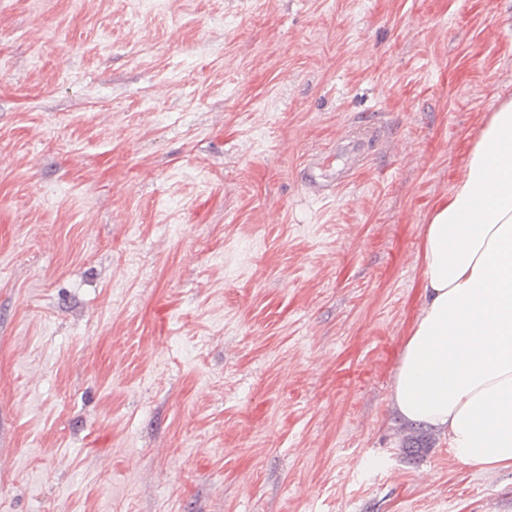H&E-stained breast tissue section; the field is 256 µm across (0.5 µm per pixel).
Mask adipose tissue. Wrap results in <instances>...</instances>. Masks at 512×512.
<instances>
[{
    "label": "adipose tissue",
    "instance_id": "obj_1",
    "mask_svg": "<svg viewBox=\"0 0 512 512\" xmlns=\"http://www.w3.org/2000/svg\"><path fill=\"white\" fill-rule=\"evenodd\" d=\"M426 300L389 399L455 457L512 469V100L476 140L425 233Z\"/></svg>",
    "mask_w": 512,
    "mask_h": 512
}]
</instances>
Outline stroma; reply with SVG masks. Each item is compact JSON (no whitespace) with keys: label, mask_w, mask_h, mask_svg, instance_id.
<instances>
[{"label":"stroma","mask_w":512,"mask_h":512,"mask_svg":"<svg viewBox=\"0 0 512 512\" xmlns=\"http://www.w3.org/2000/svg\"><path fill=\"white\" fill-rule=\"evenodd\" d=\"M509 99L512 0H0V512H512L388 400Z\"/></svg>","instance_id":"35a3bbf8"}]
</instances>
